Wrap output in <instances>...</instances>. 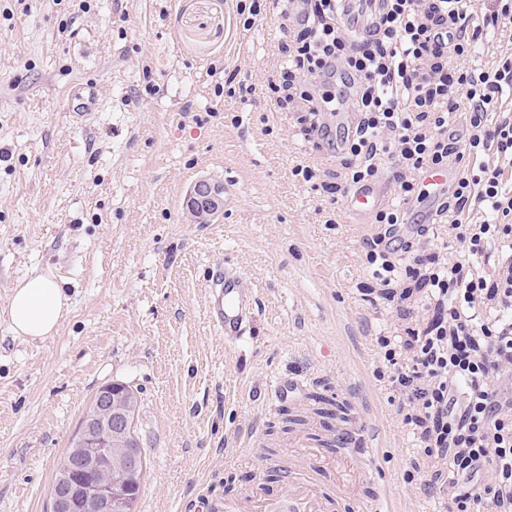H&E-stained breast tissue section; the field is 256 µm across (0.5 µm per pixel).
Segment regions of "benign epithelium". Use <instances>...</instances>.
<instances>
[{"label":"benign epithelium","mask_w":512,"mask_h":512,"mask_svg":"<svg viewBox=\"0 0 512 512\" xmlns=\"http://www.w3.org/2000/svg\"><path fill=\"white\" fill-rule=\"evenodd\" d=\"M193 216L211 218L224 207V188L198 181L186 198ZM135 392L120 383L101 387L73 434L50 491L49 512H131L132 490L141 483L146 461L135 432ZM117 471L108 482L102 474Z\"/></svg>","instance_id":"benign-epithelium-1"}]
</instances>
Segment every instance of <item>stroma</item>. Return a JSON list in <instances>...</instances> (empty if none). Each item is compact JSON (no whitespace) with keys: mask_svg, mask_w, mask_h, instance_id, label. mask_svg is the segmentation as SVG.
Returning a JSON list of instances; mask_svg holds the SVG:
<instances>
[{"mask_svg":"<svg viewBox=\"0 0 512 512\" xmlns=\"http://www.w3.org/2000/svg\"><path fill=\"white\" fill-rule=\"evenodd\" d=\"M286 41L272 4L248 26L235 0H0V308L37 274L70 303L47 338L0 317V512H47L76 428L113 382L138 398L137 512H181L200 494L277 501L287 467H307L293 445L311 434L264 415L278 383L283 407L318 392L362 425L375 459L365 492L384 512H448L426 487L444 462L405 423L377 343L424 326L425 293L391 301L365 259L376 224L323 191L332 152L269 84ZM85 79L103 106L79 126L65 98ZM200 179L224 188L203 224L185 207ZM405 238L415 254H463L444 222ZM219 263L256 289L232 344L206 318Z\"/></svg>","mask_w":512,"mask_h":512,"instance_id":"35a3bbf8","label":"stroma"}]
</instances>
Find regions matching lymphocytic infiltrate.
I'll use <instances>...</instances> for the list:
<instances>
[{
	"instance_id": "f902f5d3",
	"label": "lymphocytic infiltrate",
	"mask_w": 512,
	"mask_h": 512,
	"mask_svg": "<svg viewBox=\"0 0 512 512\" xmlns=\"http://www.w3.org/2000/svg\"><path fill=\"white\" fill-rule=\"evenodd\" d=\"M304 19L287 29L293 68L283 78L307 105L297 122L305 136L322 133L324 104L342 87L359 112L339 161L347 186L371 181L384 158L394 160L397 202L378 210L383 230L365 239L368 263L394 273L392 257L410 249L401 232L404 207L425 193L417 177L456 161L460 174L438 200L437 215L469 257L495 252L491 275L465 271L464 261L437 264L430 273L436 315L416 335L411 365L400 364L396 344L380 337L393 367L391 384L404 406L435 415L431 455L447 460L452 512H492L512 505V53L494 65L465 69L455 58L481 41L486 29L512 25V0L483 12L475 0H388L366 38L344 33L337 0H302ZM464 112L463 143L448 125Z\"/></svg>"
}]
</instances>
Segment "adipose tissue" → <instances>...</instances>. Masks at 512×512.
I'll return each instance as SVG.
<instances>
[{
  "instance_id": "obj_1",
  "label": "adipose tissue",
  "mask_w": 512,
  "mask_h": 512,
  "mask_svg": "<svg viewBox=\"0 0 512 512\" xmlns=\"http://www.w3.org/2000/svg\"><path fill=\"white\" fill-rule=\"evenodd\" d=\"M66 302L54 277L38 275L14 285L5 315L15 335L42 338L57 332Z\"/></svg>"
}]
</instances>
